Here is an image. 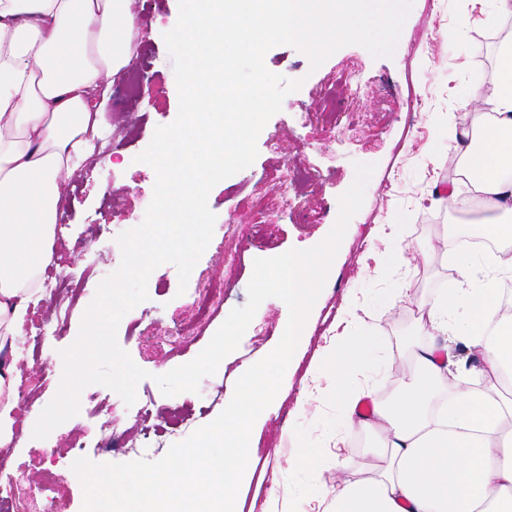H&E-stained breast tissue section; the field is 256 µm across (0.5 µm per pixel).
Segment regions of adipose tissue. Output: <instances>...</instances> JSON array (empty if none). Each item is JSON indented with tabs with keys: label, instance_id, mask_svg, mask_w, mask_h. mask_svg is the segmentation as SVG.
Instances as JSON below:
<instances>
[{
	"label": "adipose tissue",
	"instance_id": "adipose-tissue-1",
	"mask_svg": "<svg viewBox=\"0 0 512 512\" xmlns=\"http://www.w3.org/2000/svg\"><path fill=\"white\" fill-rule=\"evenodd\" d=\"M137 51L132 0H0V447L14 437L16 360L6 358L31 307L42 298L64 185L95 154L116 76ZM494 130L476 140L462 128L463 169L494 219V261L470 255L457 267L463 286L420 304L430 334L460 339L483 367L475 382L451 378L447 347L412 350L409 382L390 402L356 415L361 393L336 398L359 432L377 434L374 465L336 489L312 484L325 512H512V314L501 311L512 282V50L490 88L476 90ZM468 310L457 320L454 309ZM385 338L357 330L325 359L333 371L375 362Z\"/></svg>",
	"mask_w": 512,
	"mask_h": 512
}]
</instances>
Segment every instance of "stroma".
<instances>
[{
  "label": "stroma",
  "mask_w": 512,
  "mask_h": 512,
  "mask_svg": "<svg viewBox=\"0 0 512 512\" xmlns=\"http://www.w3.org/2000/svg\"><path fill=\"white\" fill-rule=\"evenodd\" d=\"M138 52L131 71H144L135 94L123 80L112 87V110L101 136L110 164L88 161L67 182L54 255L64 274L81 288L68 304L62 335L48 337L39 354L24 355L18 367L24 386L40 385V398L50 402L63 372L60 349L78 336L81 321L104 273L122 260L117 237L140 225L153 196V170L135 166L134 159L150 144L157 126L171 123L178 112L173 62L154 26L175 25L178 0H134ZM468 15L464 37H455L461 15ZM512 29V15H497L489 0H414L395 52L373 58L363 47L348 45L312 67L302 51L280 45L265 56L266 67L300 88L288 94L279 113L257 140L254 163L215 185L208 206L215 214V242L206 249L186 291H179L176 268L164 264L148 280V300L121 320L117 340L148 376L137 385L140 397L152 398L156 412L175 404L200 407L195 424L212 422L233 396L237 379L265 357L281 339L289 320L287 305L266 299L258 308L238 348L223 359L215 375L204 378L198 392L164 395L156 376L193 360L210 342L231 311L246 304L247 287L258 258L321 243L339 215V198L354 180V162L375 164L362 208L351 219L328 278L307 316L306 327L272 404L259 416L250 438L249 464L236 499L238 512H266L272 496L291 498L300 512H323L321 498L308 494L312 480L334 485L338 474H351L366 459L372 438L351 429L340 417L330 377L316 366L328 348L352 330L372 327L386 338V358L405 356L410 343L430 337L420 330L418 302H429L458 287L457 252L444 249L446 227L454 210L444 206V188L460 196L473 189L453 178L457 128L479 125L481 112L471 104L473 92L493 83L504 50L497 38ZM358 86L346 110L355 129L342 135L322 121V91L342 78ZM317 171L313 192L293 179L290 163ZM408 244L412 259L400 268L387 257L395 242ZM239 262L228 269L225 251ZM217 274L228 283L224 303L201 336L172 346L168 336L189 319L197 276ZM393 288L407 295L394 308L379 304ZM141 320L148 338L130 330ZM135 407L126 406L111 389L93 384L80 396L77 415L43 439L25 436L0 461V495L16 485L38 491L44 470L58 474L55 496L64 512H81L80 480L59 461L68 441L81 438L84 457L96 463H125L142 457L157 461L165 448L140 453L107 449L108 435L138 441ZM313 454H340L343 470L315 467L296 470L303 449Z\"/></svg>",
  "instance_id": "stroma-1"
}]
</instances>
